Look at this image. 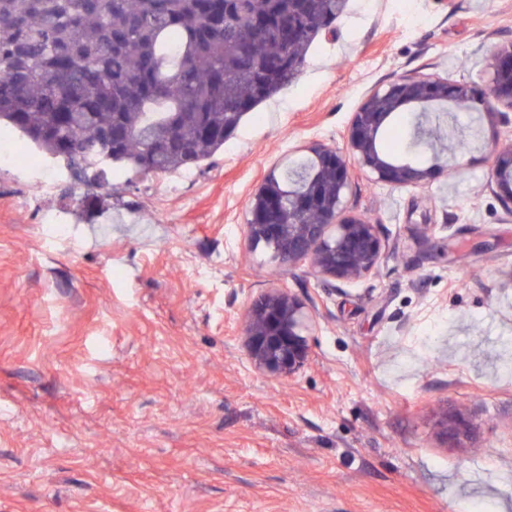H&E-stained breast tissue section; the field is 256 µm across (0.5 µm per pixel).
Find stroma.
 <instances>
[{
  "label": "stroma",
  "instance_id": "35a3bbf8",
  "mask_svg": "<svg viewBox=\"0 0 512 512\" xmlns=\"http://www.w3.org/2000/svg\"><path fill=\"white\" fill-rule=\"evenodd\" d=\"M512 0H350L301 74L199 167L107 187L9 161L0 143V512H512V212L492 136L449 112L458 171L356 172L378 270L354 283L250 246L254 190L401 76L488 84ZM50 188H43V181ZM65 226L62 239L50 236ZM286 288L311 360L258 371L254 301ZM463 419L460 443L441 416Z\"/></svg>",
  "mask_w": 512,
  "mask_h": 512
}]
</instances>
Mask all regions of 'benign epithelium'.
Listing matches in <instances>:
<instances>
[{"instance_id": "benign-epithelium-1", "label": "benign epithelium", "mask_w": 512, "mask_h": 512, "mask_svg": "<svg viewBox=\"0 0 512 512\" xmlns=\"http://www.w3.org/2000/svg\"><path fill=\"white\" fill-rule=\"evenodd\" d=\"M490 83L448 82L400 77L365 98L347 128L348 152L325 144L309 147L315 170L296 183L284 185L272 171L255 190L251 244L263 242L283 267L306 264L322 280L354 282L378 268L383 245L370 221L346 214L351 170L359 167L377 179L401 186H422L450 170L448 156L457 147L434 154L436 163L424 167L396 159L381 148L382 134L397 112L411 106L450 107L479 112L494 99L512 110V43L497 48L490 59ZM494 155L497 196L512 211V143L490 144ZM310 321L304 306L285 288H272L252 305L243 341L254 366L274 375H292L311 359L305 335Z\"/></svg>"}]
</instances>
